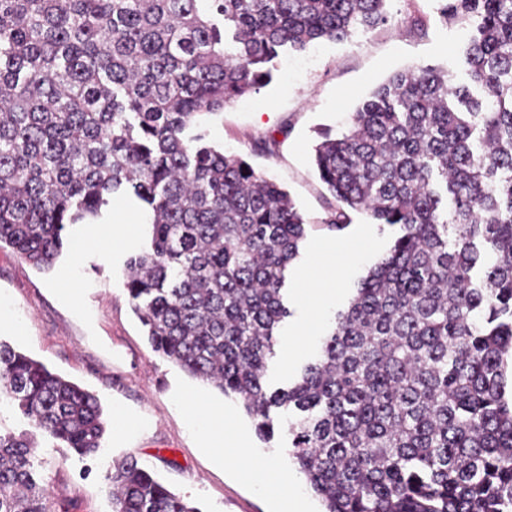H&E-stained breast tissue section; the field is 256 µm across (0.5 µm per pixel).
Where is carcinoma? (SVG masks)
Returning <instances> with one entry per match:
<instances>
[{
	"mask_svg": "<svg viewBox=\"0 0 512 512\" xmlns=\"http://www.w3.org/2000/svg\"><path fill=\"white\" fill-rule=\"evenodd\" d=\"M469 25L468 82L407 68L319 131L324 224L399 226L315 357L270 389L305 220L214 144L202 118L257 93L276 60L388 22L386 0H0V246L39 270L117 197L148 212L125 289L156 354L235 401L256 435L294 415L288 455L323 512H512V0H438ZM0 398L81 456L96 395L0 340ZM112 512H201L134 458ZM0 512L52 502L33 434L0 431Z\"/></svg>",
	"mask_w": 512,
	"mask_h": 512,
	"instance_id": "cac0c4a2",
	"label": "carcinoma"
}]
</instances>
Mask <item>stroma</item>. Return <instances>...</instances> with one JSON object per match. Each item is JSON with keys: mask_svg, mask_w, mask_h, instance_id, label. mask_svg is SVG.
<instances>
[{"mask_svg": "<svg viewBox=\"0 0 512 512\" xmlns=\"http://www.w3.org/2000/svg\"><path fill=\"white\" fill-rule=\"evenodd\" d=\"M437 4L387 0L388 24L356 30L341 43L322 42L288 54L274 82L207 120L211 140L225 154L243 157L276 180L306 219L300 257L285 285L291 315L278 330L275 355L267 363L271 386L291 383L310 358L306 352L287 356L289 336L302 315L300 272L307 269L322 277L313 263L330 246L345 253L368 250V259L338 284L329 307L337 312L398 233L358 213L342 231L326 227L328 192L313 166L317 132L346 131L359 100L396 70L430 64L447 69L454 82L463 81L460 51L467 29L443 19ZM269 135L280 142L273 154L257 147ZM148 230L140 225L129 242L105 246L96 225H75L67 231L63 255L48 272L36 270L11 248H0V339L96 394L106 422L102 446L89 456L35 433L38 469L52 499L68 502L70 512H112L106 477L114 462L127 456L151 468L202 512H277L280 498L288 494L286 479L295 473L288 457V413L274 415L272 447L254 437L243 452L252 462L274 465L285 475L264 495L248 483L242 467L218 463L190 427L188 402L216 411L225 399L153 353L132 311L123 285L124 264Z\"/></svg>", "mask_w": 512, "mask_h": 512, "instance_id": "35a3bbf8", "label": "stroma"}]
</instances>
